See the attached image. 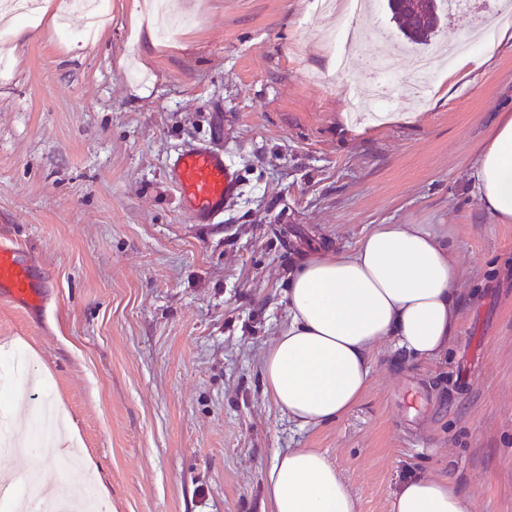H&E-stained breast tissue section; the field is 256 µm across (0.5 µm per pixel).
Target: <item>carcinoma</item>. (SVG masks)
<instances>
[{"mask_svg":"<svg viewBox=\"0 0 512 512\" xmlns=\"http://www.w3.org/2000/svg\"><path fill=\"white\" fill-rule=\"evenodd\" d=\"M452 0H387V8L403 40L413 45H428L448 16Z\"/></svg>","mask_w":512,"mask_h":512,"instance_id":"1","label":"carcinoma"}]
</instances>
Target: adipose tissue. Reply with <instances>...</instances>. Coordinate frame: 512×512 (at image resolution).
Here are the masks:
<instances>
[{
  "instance_id": "1",
  "label": "adipose tissue",
  "mask_w": 512,
  "mask_h": 512,
  "mask_svg": "<svg viewBox=\"0 0 512 512\" xmlns=\"http://www.w3.org/2000/svg\"><path fill=\"white\" fill-rule=\"evenodd\" d=\"M474 196L512 223V114L503 113L475 165ZM455 246L431 224L374 225L351 251L304 257L288 282V326L261 358L265 392L299 428L339 420L371 382L373 354L393 342L417 361L442 354L460 324ZM269 512H357L342 474L312 448L276 453ZM387 512H469L447 476L407 480Z\"/></svg>"
}]
</instances>
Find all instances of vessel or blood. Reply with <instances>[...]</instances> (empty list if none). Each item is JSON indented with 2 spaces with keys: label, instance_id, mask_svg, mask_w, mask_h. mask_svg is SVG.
<instances>
[{
  "label": "vessel or blood",
  "instance_id": "b4317fda",
  "mask_svg": "<svg viewBox=\"0 0 512 512\" xmlns=\"http://www.w3.org/2000/svg\"><path fill=\"white\" fill-rule=\"evenodd\" d=\"M172 182L183 207L198 224L214 223L235 199L238 175L223 153L206 145L182 150L172 164ZM0 299L35 312L45 304L44 285L26 253L0 243Z\"/></svg>",
  "mask_w": 512,
  "mask_h": 512
}]
</instances>
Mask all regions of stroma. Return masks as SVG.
<instances>
[{"instance_id": "obj_1", "label": "stroma", "mask_w": 512, "mask_h": 512, "mask_svg": "<svg viewBox=\"0 0 512 512\" xmlns=\"http://www.w3.org/2000/svg\"><path fill=\"white\" fill-rule=\"evenodd\" d=\"M160 39L143 0L110 22L43 0L26 37L0 36V237L48 282L43 312L0 301V470L105 485L106 512H266L276 452L313 448L359 512H387L434 470L470 512H512V223L471 192L475 162L512 113V43L431 76L425 103L392 77L383 118L347 109L364 52L338 65L335 17L314 0H176ZM190 144L221 151L240 193L193 223L170 179ZM376 224H449L461 323L413 362L384 343L372 380L336 423L302 430L265 393L259 358L288 324L302 257L356 247ZM74 430L80 463L45 459L34 424Z\"/></svg>"}]
</instances>
